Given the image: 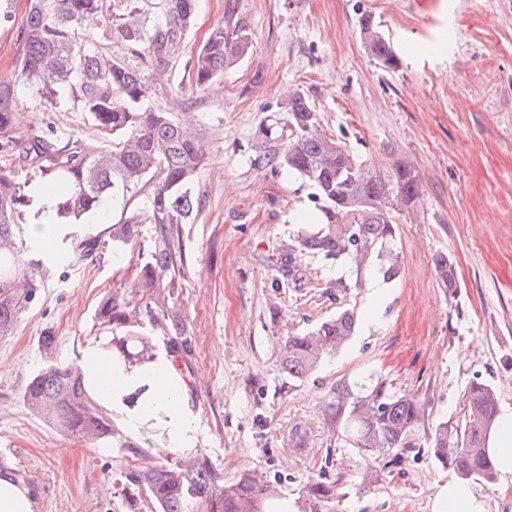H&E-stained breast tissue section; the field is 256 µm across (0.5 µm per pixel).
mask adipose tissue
<instances>
[{"label": "adipose tissue", "mask_w": 512, "mask_h": 512, "mask_svg": "<svg viewBox=\"0 0 512 512\" xmlns=\"http://www.w3.org/2000/svg\"><path fill=\"white\" fill-rule=\"evenodd\" d=\"M106 342V337H99L80 351L78 367L86 391L127 432L147 435L161 452L194 453L198 422L188 406L186 383L172 354L161 346L149 359L130 362L107 349ZM431 510L483 512L471 489L454 479L439 486Z\"/></svg>", "instance_id": "1"}]
</instances>
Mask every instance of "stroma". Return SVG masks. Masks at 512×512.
Wrapping results in <instances>:
<instances>
[{
	"label": "stroma",
	"instance_id": "1",
	"mask_svg": "<svg viewBox=\"0 0 512 512\" xmlns=\"http://www.w3.org/2000/svg\"><path fill=\"white\" fill-rule=\"evenodd\" d=\"M231 1L253 49L199 90L190 64ZM29 6L0 0V78L16 68ZM366 19L397 67L367 53ZM145 89L147 103L194 126L208 156L203 206L184 237L190 286L180 300L193 347L179 372L198 453L228 481L262 473L295 512H309L302 489L318 473L335 490L321 512H431L453 470L427 444L397 458L347 447L327 421L331 390L340 380H386L392 392L428 401L434 425L456 418L475 379L512 407V0H197L167 84L150 78ZM297 91L358 159L414 165L423 196L392 243L396 280L310 258L296 286L271 265L313 204L306 182L266 164L254 134L268 116L284 117ZM15 111L19 135H97L80 113L27 92ZM441 252L455 266L451 293L435 268ZM21 258L37 281L13 332L0 337V461L31 484L38 512H150L145 496H126L121 475L172 454H153V441L138 436L144 454L130 461L115 439L90 444L58 432L23 398L49 358L76 364L80 347L107 335L98 307L126 292L134 259L109 247L86 255L29 246ZM342 308L357 315L353 336L310 377L289 382L278 366L289 333ZM47 332L56 338L50 357L40 346Z\"/></svg>",
	"mask_w": 512,
	"mask_h": 512
}]
</instances>
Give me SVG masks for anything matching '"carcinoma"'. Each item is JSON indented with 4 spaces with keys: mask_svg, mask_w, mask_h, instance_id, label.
Returning <instances> with one entry per match:
<instances>
[{
    "mask_svg": "<svg viewBox=\"0 0 512 512\" xmlns=\"http://www.w3.org/2000/svg\"><path fill=\"white\" fill-rule=\"evenodd\" d=\"M148 0H32L19 32L20 76L55 108L80 112L98 129L94 140L68 139L54 133L24 139L11 136L12 80L0 81V335L9 334L32 295L23 289L28 270L19 242L29 224L35 194L46 181L54 186L51 203L35 212L48 224L73 231L57 242L64 251L77 244L91 254L101 237L78 238L77 226L112 213L104 229L112 245L137 253V273L128 294L115 293L99 309L100 322L112 327V348L128 360L151 355L148 335L159 330L174 359L192 350L191 332L178 310L187 288L183 251L184 224H192L201 198L196 181L206 165L195 135L173 113L143 103L141 63L164 77L193 24L196 0H161L162 16H153ZM228 5L224 24L215 27L193 66L194 84L204 89L236 66L253 47L247 26ZM104 21L106 44L87 48L81 29ZM366 50L381 65L397 66L389 43L370 24L361 28ZM288 118L258 127L255 137L266 163L300 176L314 189L311 202L318 222L300 228L287 252L269 257L273 266L296 282L303 258L362 267L380 261L386 281L400 269L389 244L396 224L421 203L419 176L403 161L385 171L358 160L347 144L323 130L308 98L297 93L288 102ZM440 277L453 287L454 268L445 254L435 259ZM356 314L343 309L305 333L288 336L279 368L288 382L301 381L353 335ZM329 423L345 444L366 454H391L431 441L436 458L466 481L496 479L489 440L499 415L496 390L472 381L461 398L456 421L429 427L428 404L398 396L379 381L359 393L336 384ZM24 400L60 432L86 441L115 436L112 418L87 394L79 369L50 362L26 384ZM123 489L145 491L153 512H188L192 502L207 512H262L270 485L258 474L224 482L206 455L189 462L129 469ZM317 505L333 496L322 475L304 486Z\"/></svg>",
    "mask_w": 512,
    "mask_h": 512,
    "instance_id": "cac0c4a2",
    "label": "carcinoma"
}]
</instances>
